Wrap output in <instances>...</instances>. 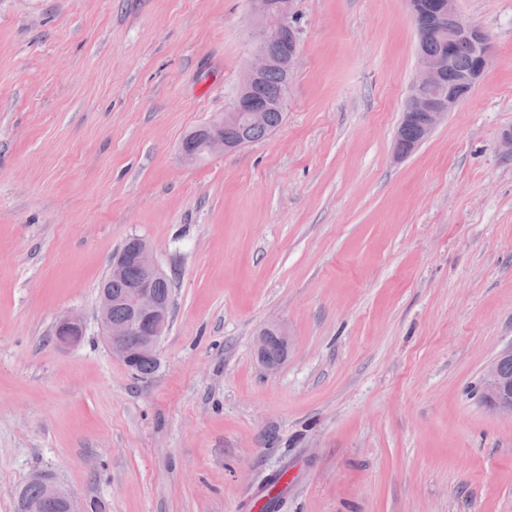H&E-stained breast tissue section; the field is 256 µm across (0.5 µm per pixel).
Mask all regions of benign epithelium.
<instances>
[{
  "instance_id": "obj_1",
  "label": "benign epithelium",
  "mask_w": 512,
  "mask_h": 512,
  "mask_svg": "<svg viewBox=\"0 0 512 512\" xmlns=\"http://www.w3.org/2000/svg\"><path fill=\"white\" fill-rule=\"evenodd\" d=\"M295 0H280L276 17H271L269 0H251L258 46L252 53L251 62L239 80V96L228 116H220L211 121L204 133L202 150L210 155H223L233 151L224 142L222 129L224 120L233 119L242 113L258 126L264 123L266 112L274 105L275 97L266 93L261 85L263 75L272 68L290 70L295 64L297 49L295 36L288 33L292 28L291 18L295 12ZM457 0H436V18H446L448 27V52L434 57H419L417 75L412 82L407 105L401 123L419 122V143H424L434 130L448 117V113L465 100L479 83L490 65L487 47V34L480 28L463 20L457 7ZM461 40L470 42L478 55L477 67L467 74L458 91L448 90V95H428V91L438 88L448 69L449 52ZM133 260L140 269V277L124 295L132 316L125 322L112 321V292L104 288L99 296V319L103 330V341L112 354L126 366L132 368L142 358H157L161 342L170 326V308L157 295L154 283L163 276L149 245L138 237L129 239L127 251L112 257V277L123 275L128 260ZM274 334L283 349L290 346L288 331L278 322H270L257 336L255 352L259 361L269 370L278 363L266 356L269 334ZM55 336L61 344L77 343L83 336V324L76 315L60 319L55 326ZM501 357L493 360L482 378L481 399L486 407L500 416L512 418V376L500 370ZM44 487V501L39 506H31V512H42L46 508H61L64 512H82L71 493L47 475H39Z\"/></svg>"
}]
</instances>
